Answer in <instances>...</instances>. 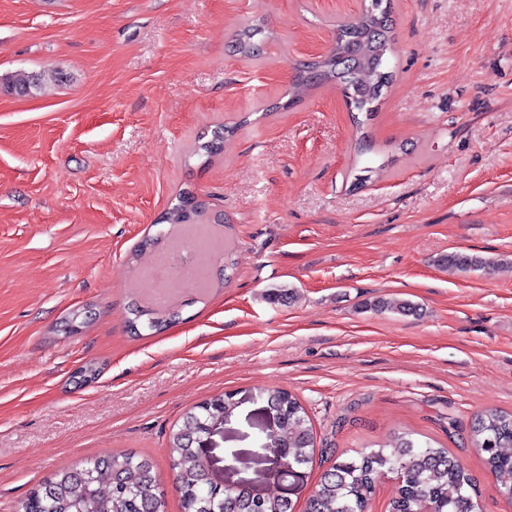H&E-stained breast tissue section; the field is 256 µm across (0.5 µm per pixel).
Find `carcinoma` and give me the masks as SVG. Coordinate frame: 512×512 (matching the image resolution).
I'll use <instances>...</instances> for the list:
<instances>
[{"instance_id":"cac0c4a2","label":"carcinoma","mask_w":512,"mask_h":512,"mask_svg":"<svg viewBox=\"0 0 512 512\" xmlns=\"http://www.w3.org/2000/svg\"><path fill=\"white\" fill-rule=\"evenodd\" d=\"M383 0H371L356 24L342 21L329 50L318 59L295 67L288 105L308 87L326 81L340 86L348 104L371 117L392 84L393 71L387 69V55L395 45V23L391 7ZM254 29L242 30L235 39V50L246 58L255 56L251 42ZM57 80L51 71L17 72L0 77V86L20 95L39 91ZM205 204L194 195H179L163 217L173 226L192 224L203 214ZM461 272L486 270L495 261L462 251L438 259ZM378 311L414 315L410 301L379 300ZM128 326L133 333L140 327L156 333L173 322L167 309L150 303L130 309ZM266 403L279 413L275 433L264 436L271 448L272 463L297 469L313 463L315 441L308 415L297 397L286 390L265 391ZM236 402L227 393L189 409L169 442V459L175 491L182 512H295V503L280 496L251 497L245 488L225 490L213 486L207 474L208 463L199 450L208 429L234 413ZM471 446L485 455L489 470L512 472V411L495 408L478 415L471 427ZM394 473L401 480L398 496L390 503L391 512H481L474 482L448 449L421 443L408 433L393 437L390 444L360 452L354 458L334 461L321 474L316 490L303 512H368L378 479ZM164 492L153 461L135 453H117L91 459L73 469H60L33 489L18 512H164Z\"/></svg>"}]
</instances>
